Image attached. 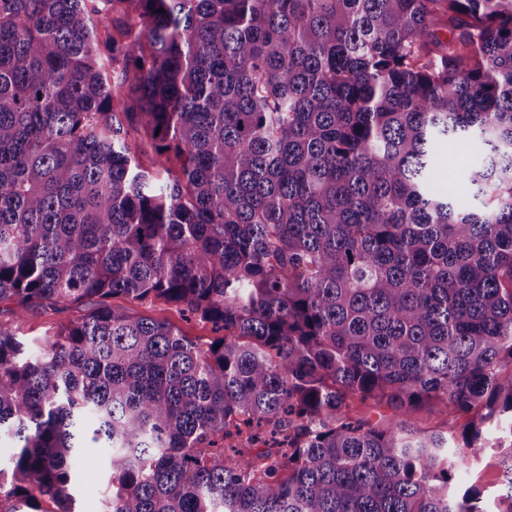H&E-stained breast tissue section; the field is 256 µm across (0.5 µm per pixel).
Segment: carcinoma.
<instances>
[{
  "instance_id": "obj_1",
  "label": "carcinoma",
  "mask_w": 512,
  "mask_h": 512,
  "mask_svg": "<svg viewBox=\"0 0 512 512\" xmlns=\"http://www.w3.org/2000/svg\"><path fill=\"white\" fill-rule=\"evenodd\" d=\"M86 299L0 324V512H75L88 439L102 512H486L452 470L501 417L512 512V0H0V302ZM467 151L465 154H460V158L448 164V144H439L435 149V169H436V180L442 186H448V179L452 180L455 176L457 169L463 164L464 160L468 155L470 162H481L485 156L476 154L472 148L466 147ZM112 302L119 305H129L139 316L167 321L179 328L186 336L194 341L203 343L209 341V339L223 335V332H216L211 324L200 322L193 317H188L180 308L159 300L129 304L123 299L117 298L112 300ZM12 308L14 304L8 302L0 304V322L18 326L19 335L32 347L44 344L62 327L79 320L86 313L85 306L59 304L55 307L30 310L21 320L15 322L11 313ZM410 422L444 433H454L457 437H460L464 425L468 422V418L449 412L446 413L434 406H424L414 412Z\"/></svg>"
}]
</instances>
